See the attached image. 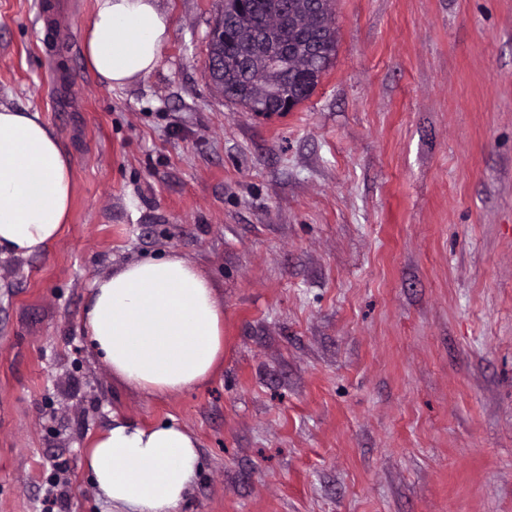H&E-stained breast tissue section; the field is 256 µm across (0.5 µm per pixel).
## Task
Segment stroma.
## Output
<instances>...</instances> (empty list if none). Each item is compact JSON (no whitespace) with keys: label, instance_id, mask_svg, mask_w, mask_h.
I'll return each mask as SVG.
<instances>
[{"label":"stroma","instance_id":"35a3bbf8","mask_svg":"<svg viewBox=\"0 0 512 512\" xmlns=\"http://www.w3.org/2000/svg\"><path fill=\"white\" fill-rule=\"evenodd\" d=\"M94 0H0V106L74 163L41 254L0 260V512H106L113 415L205 465L178 512H512V0H336L313 95L217 97L215 0H160L156 68L89 67ZM178 252L224 304V361L129 391L82 316L96 279Z\"/></svg>","mask_w":512,"mask_h":512}]
</instances>
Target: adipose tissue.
Here are the masks:
<instances>
[{"label": "adipose tissue", "instance_id": "ef3b65f1", "mask_svg": "<svg viewBox=\"0 0 512 512\" xmlns=\"http://www.w3.org/2000/svg\"><path fill=\"white\" fill-rule=\"evenodd\" d=\"M170 35L159 0H95L85 55L110 85L151 73ZM73 199V161L40 113L0 107V260L42 253ZM83 323L97 355L147 397L205 383L224 356V305L182 256L130 261L98 279ZM88 474L112 512H176L203 470L195 435L123 416L95 435Z\"/></svg>", "mask_w": 512, "mask_h": 512}]
</instances>
